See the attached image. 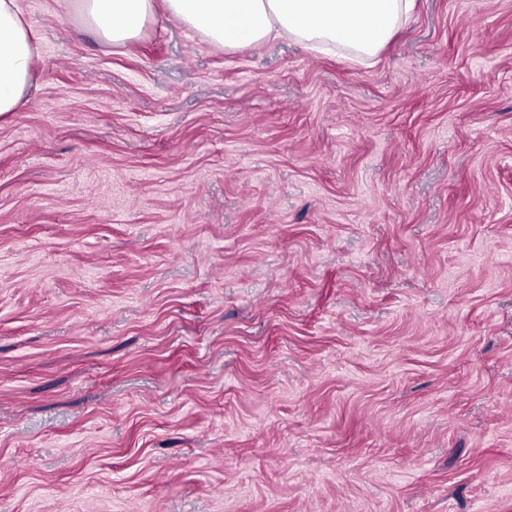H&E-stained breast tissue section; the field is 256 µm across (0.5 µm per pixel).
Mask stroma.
Instances as JSON below:
<instances>
[{
  "instance_id": "35a3bbf8",
  "label": "stroma",
  "mask_w": 512,
  "mask_h": 512,
  "mask_svg": "<svg viewBox=\"0 0 512 512\" xmlns=\"http://www.w3.org/2000/svg\"><path fill=\"white\" fill-rule=\"evenodd\" d=\"M21 6L0 512H512V0L372 64Z\"/></svg>"
}]
</instances>
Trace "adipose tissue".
I'll return each instance as SVG.
<instances>
[{"label": "adipose tissue", "mask_w": 512, "mask_h": 512, "mask_svg": "<svg viewBox=\"0 0 512 512\" xmlns=\"http://www.w3.org/2000/svg\"><path fill=\"white\" fill-rule=\"evenodd\" d=\"M80 23L99 40H137L158 12L234 51L288 37L319 53L342 47L353 59L375 58L410 18L414 0H68ZM39 58L18 0H0V115L19 111Z\"/></svg>", "instance_id": "adipose-tissue-1"}]
</instances>
